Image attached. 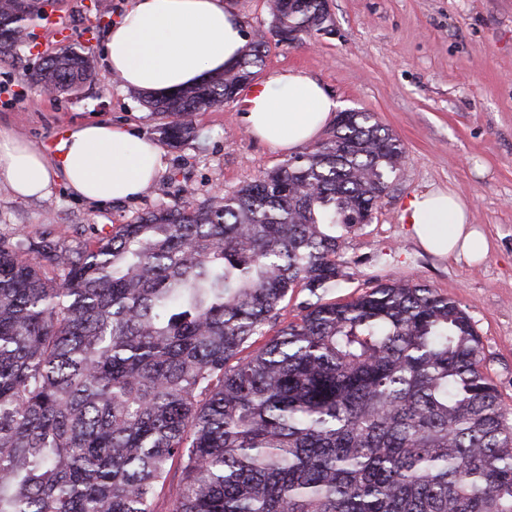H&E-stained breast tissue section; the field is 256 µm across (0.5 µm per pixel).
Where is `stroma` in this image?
<instances>
[{
    "instance_id": "stroma-1",
    "label": "stroma",
    "mask_w": 512,
    "mask_h": 512,
    "mask_svg": "<svg viewBox=\"0 0 512 512\" xmlns=\"http://www.w3.org/2000/svg\"><path fill=\"white\" fill-rule=\"evenodd\" d=\"M105 23L92 0H55L50 20L33 27V48L0 59V131L48 150L60 134L85 122L131 127L155 138L157 120L138 92L96 80L80 98L48 99L25 74L69 44L88 45L105 72L104 45L127 6L109 0ZM267 0H234L248 37L264 35V61L253 80L303 70L322 83L339 109L375 113L403 143L406 161L391 178L370 224L348 236L344 256L354 275L330 296L357 295L372 274L422 281L456 300L484 345L486 371L512 405V0H329L330 33L293 44L270 33ZM197 113V138L167 149L169 168L139 199L89 203L64 179L45 197L26 200L0 181V239L21 235L77 245L109 233L158 206L179 189L197 197L231 191L288 159L286 151L255 139L242 120V101ZM452 189L470 205L471 222L490 249L477 264L426 253L403 221L416 194Z\"/></svg>"
}]
</instances>
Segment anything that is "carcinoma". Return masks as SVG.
I'll return each mask as SVG.
<instances>
[{"instance_id": "obj_1", "label": "carcinoma", "mask_w": 512, "mask_h": 512, "mask_svg": "<svg viewBox=\"0 0 512 512\" xmlns=\"http://www.w3.org/2000/svg\"><path fill=\"white\" fill-rule=\"evenodd\" d=\"M325 0H267L272 26L323 32ZM30 10L0 0V55ZM144 105L159 141L235 99L264 56ZM28 77L79 97L70 45ZM405 162L376 114L232 192L182 197L70 247L0 240V512H512V408L469 314L430 285L349 279L344 237ZM295 320L282 311L296 291ZM181 477L171 486L170 468Z\"/></svg>"}]
</instances>
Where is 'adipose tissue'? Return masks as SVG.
I'll use <instances>...</instances> for the list:
<instances>
[{
	"label": "adipose tissue",
	"mask_w": 512,
	"mask_h": 512,
	"mask_svg": "<svg viewBox=\"0 0 512 512\" xmlns=\"http://www.w3.org/2000/svg\"><path fill=\"white\" fill-rule=\"evenodd\" d=\"M246 32L232 0H130L106 44L107 70L123 87L161 98L224 73L241 58ZM337 104L303 71L268 77L246 99L248 132L292 151L314 140L336 116ZM166 155L127 128L83 124L61 134L53 153L18 136L0 135V180L22 197L46 194L55 178L88 201L125 202L141 196L165 172ZM404 218L421 247L470 261L489 250L456 193L431 189L410 199Z\"/></svg>",
	"instance_id": "obj_1"
}]
</instances>
